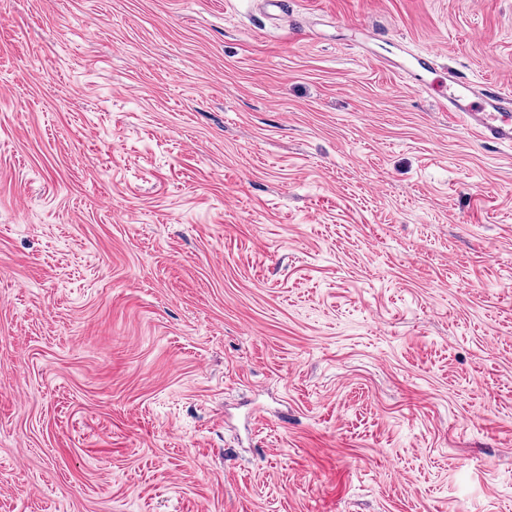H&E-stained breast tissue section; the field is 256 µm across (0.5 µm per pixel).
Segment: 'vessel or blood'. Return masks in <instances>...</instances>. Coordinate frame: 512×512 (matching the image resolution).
Wrapping results in <instances>:
<instances>
[{
  "label": "vessel or blood",
  "instance_id": "obj_1",
  "mask_svg": "<svg viewBox=\"0 0 512 512\" xmlns=\"http://www.w3.org/2000/svg\"><path fill=\"white\" fill-rule=\"evenodd\" d=\"M448 110L480 140L512 149V94L448 73Z\"/></svg>",
  "mask_w": 512,
  "mask_h": 512
}]
</instances>
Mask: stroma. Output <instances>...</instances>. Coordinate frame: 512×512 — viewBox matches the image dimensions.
I'll use <instances>...</instances> for the list:
<instances>
[{
  "label": "stroma",
  "instance_id": "35a3bbf8",
  "mask_svg": "<svg viewBox=\"0 0 512 512\" xmlns=\"http://www.w3.org/2000/svg\"><path fill=\"white\" fill-rule=\"evenodd\" d=\"M256 2L0 0V512H512V0ZM448 113L458 115L480 140L512 150V95L478 87L448 69Z\"/></svg>",
  "mask_w": 512,
  "mask_h": 512
}]
</instances>
